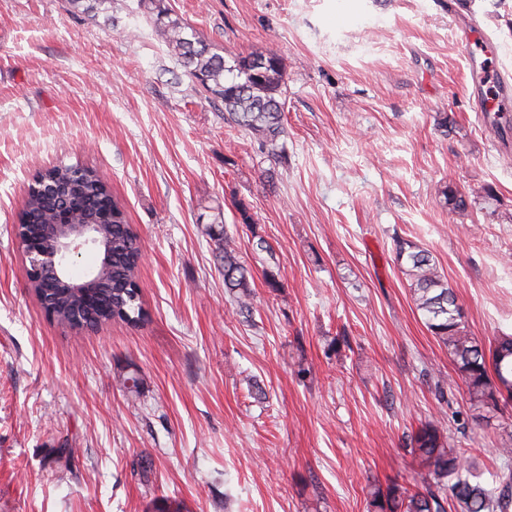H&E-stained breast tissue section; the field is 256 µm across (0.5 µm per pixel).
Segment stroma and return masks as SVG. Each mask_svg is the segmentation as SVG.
<instances>
[{
  "label": "stroma",
  "instance_id": "35a3bbf8",
  "mask_svg": "<svg viewBox=\"0 0 512 512\" xmlns=\"http://www.w3.org/2000/svg\"><path fill=\"white\" fill-rule=\"evenodd\" d=\"M470 2L512 71V0ZM155 3L226 61L278 51L286 159L225 121L140 0L108 20L0 0V512H374L438 415L501 472L512 409L478 424L463 384L438 389L454 365L396 259L400 239L430 251L467 331L512 333V126L476 112L448 0ZM60 163L96 170L140 235L138 324L63 329L25 277L26 188ZM206 234L215 243L224 270V288L236 294L240 308L249 313V305L245 301L250 296V272L237 255L231 239L227 236L223 224H209Z\"/></svg>",
  "mask_w": 512,
  "mask_h": 512
}]
</instances>
